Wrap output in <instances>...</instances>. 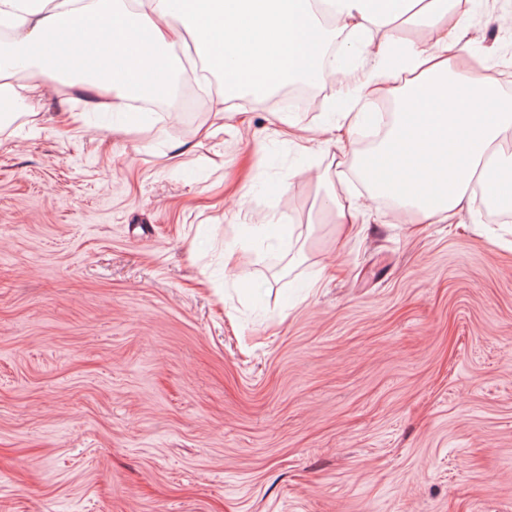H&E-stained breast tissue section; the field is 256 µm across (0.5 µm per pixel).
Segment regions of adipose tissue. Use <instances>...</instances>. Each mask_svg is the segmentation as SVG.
Listing matches in <instances>:
<instances>
[{"label": "adipose tissue", "mask_w": 512, "mask_h": 512, "mask_svg": "<svg viewBox=\"0 0 512 512\" xmlns=\"http://www.w3.org/2000/svg\"><path fill=\"white\" fill-rule=\"evenodd\" d=\"M476 0H0V103L31 107L39 77L116 97L170 88L183 71L178 29L190 25L200 61L225 85L268 89L316 78L330 37L329 9L346 41L369 49L358 67L338 66L340 117L361 130L372 100L392 94L404 109L378 143L379 168L359 162L369 200L394 199L392 217L443 224L471 206L473 182L512 170V100L457 47L466 5ZM412 14L436 34L434 46L384 32Z\"/></svg>", "instance_id": "adipose-tissue-1"}]
</instances>
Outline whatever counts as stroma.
I'll return each mask as SVG.
<instances>
[{
    "label": "stroma",
    "mask_w": 512,
    "mask_h": 512,
    "mask_svg": "<svg viewBox=\"0 0 512 512\" xmlns=\"http://www.w3.org/2000/svg\"><path fill=\"white\" fill-rule=\"evenodd\" d=\"M316 89L306 155L220 78L134 135L53 83L0 115V512H512V216L338 227L366 138Z\"/></svg>",
    "instance_id": "35a3bbf8"
}]
</instances>
